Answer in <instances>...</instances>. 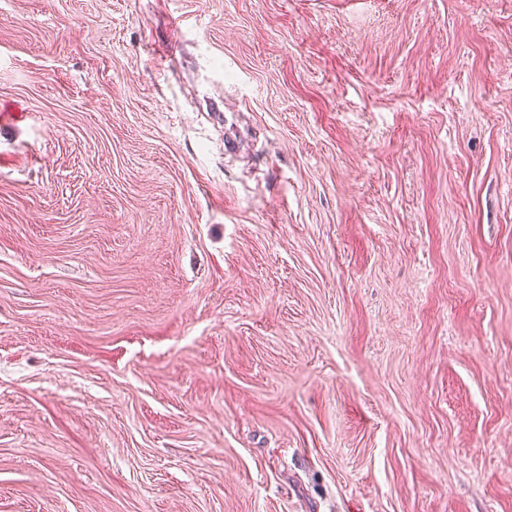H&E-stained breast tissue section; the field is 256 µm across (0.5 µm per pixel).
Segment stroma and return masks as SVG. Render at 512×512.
Listing matches in <instances>:
<instances>
[{"instance_id": "stroma-1", "label": "stroma", "mask_w": 512, "mask_h": 512, "mask_svg": "<svg viewBox=\"0 0 512 512\" xmlns=\"http://www.w3.org/2000/svg\"><path fill=\"white\" fill-rule=\"evenodd\" d=\"M0 512H512V0H0Z\"/></svg>"}]
</instances>
